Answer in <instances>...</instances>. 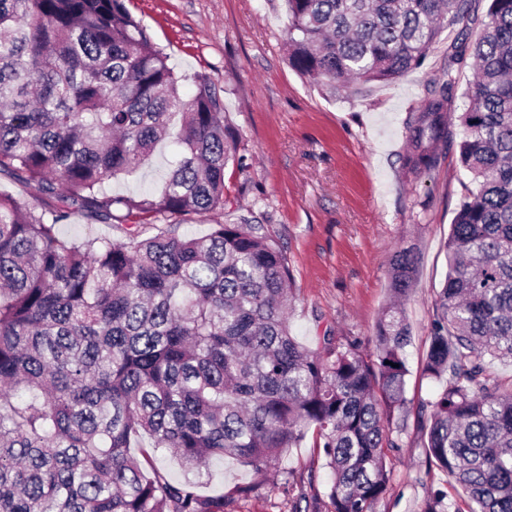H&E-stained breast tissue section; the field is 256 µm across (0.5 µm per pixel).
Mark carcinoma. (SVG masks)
<instances>
[{
  "instance_id": "carcinoma-1",
  "label": "carcinoma",
  "mask_w": 512,
  "mask_h": 512,
  "mask_svg": "<svg viewBox=\"0 0 512 512\" xmlns=\"http://www.w3.org/2000/svg\"><path fill=\"white\" fill-rule=\"evenodd\" d=\"M288 60L336 94L422 64L441 29L454 39L428 95L409 112L401 167L434 170L458 147L465 180L445 243L423 374L447 386L418 412L429 465L466 493L437 490L420 512H512V392L485 357L512 363V0H284ZM474 59L467 103L450 120L456 66ZM180 150L161 188L116 195L157 146ZM245 166L206 79L185 99L166 55L125 0H0V512H226L234 496L175 481L146 436L186 472L225 457L257 473L307 434L331 470L332 512H378L386 448L407 424L418 247L390 260L374 351L324 332L311 348L288 322L282 246L224 192ZM224 212L202 237L159 216ZM79 214L127 226L126 241L65 238ZM293 512H318L298 490Z\"/></svg>"
}]
</instances>
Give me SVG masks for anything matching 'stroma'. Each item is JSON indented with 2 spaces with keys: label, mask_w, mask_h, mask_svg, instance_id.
<instances>
[{
  "label": "stroma",
  "mask_w": 512,
  "mask_h": 512,
  "mask_svg": "<svg viewBox=\"0 0 512 512\" xmlns=\"http://www.w3.org/2000/svg\"><path fill=\"white\" fill-rule=\"evenodd\" d=\"M191 97L207 79L224 104L245 167L225 171V192L252 209L282 245L293 274L289 312L295 336L316 346L324 330L341 344L373 349L375 324L389 295V261L418 243L420 262L406 315V396L412 405L434 400L442 382L424 376L429 324L448 270L445 243L462 200L457 148L430 174L407 177L400 165L411 108L443 65L456 28L442 29L425 62L385 83L329 95L293 67L287 56L284 0H126ZM171 144L159 145L151 166L133 180H114L116 194H141L161 184ZM386 452L388 491L379 512H419L448 477L427 467L415 420ZM211 486L251 492L232 512H292L297 484L329 512L331 476L312 439L287 449L275 472L257 474L227 458L211 465Z\"/></svg>",
  "instance_id": "obj_1"
}]
</instances>
